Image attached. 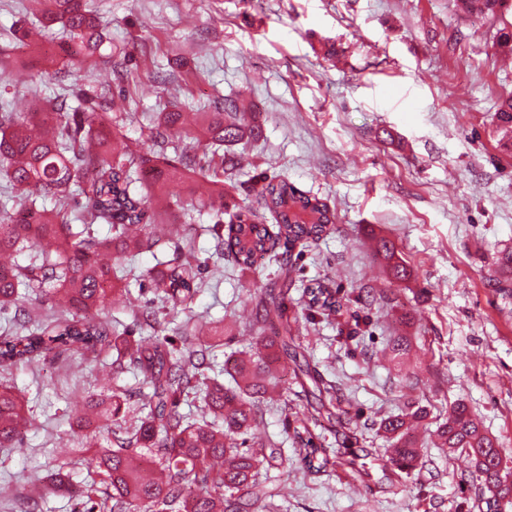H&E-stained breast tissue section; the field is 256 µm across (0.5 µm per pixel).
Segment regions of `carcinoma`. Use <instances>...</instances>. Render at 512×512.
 I'll return each mask as SVG.
<instances>
[{
	"instance_id": "obj_1",
	"label": "carcinoma",
	"mask_w": 512,
	"mask_h": 512,
	"mask_svg": "<svg viewBox=\"0 0 512 512\" xmlns=\"http://www.w3.org/2000/svg\"><path fill=\"white\" fill-rule=\"evenodd\" d=\"M506 0H462L468 14L494 16ZM36 24L41 31L58 29L60 50L69 63H92L112 56L101 49L108 33L89 0H39ZM82 107L66 100L43 101L29 112L0 114V176L12 193V205L0 208V308L12 305L27 289L55 302L49 315L27 317L15 329L0 334V364L37 365L38 358L61 350L85 355L108 353L121 346L123 357L112 362L107 380L134 370L145 389L138 391L139 419L125 420L122 393L112 389L91 399L92 418L76 417L72 436L84 448H94L92 475L84 485V512H265L269 491L257 481L258 470L276 459L266 453L269 440L261 431L259 399L279 385L276 367L297 363L295 324L286 306L273 294L258 299L260 315L253 323L260 333L255 350L246 358L230 355L222 372L230 386L206 374L207 353L225 345L224 328L195 314L193 303L202 291L205 263L194 251L176 267L149 269L145 276L161 307L180 308L185 320L176 335L148 338L135 334L150 325L149 318L133 314L132 325L118 331L100 313L115 299L120 261L133 260L167 244L180 253L174 224H155L148 215V194L162 190L169 180L187 179L192 151L200 145H183L179 164L160 158L146 142L131 150L112 139V87L74 90ZM498 129L512 133V96L495 113ZM202 127L207 144L241 143L246 129L240 105L224 100L219 112H160L152 139L186 137L192 124ZM207 196L193 191L199 207L220 218L224 191L211 180ZM266 208L274 213L277 232L258 222L257 215L240 211L236 222L216 223L207 231L217 238L216 250L241 268L252 267L269 255L280 239L292 244L321 239L335 223V214L316 197L285 179L270 182L261 191ZM54 201L47 208L43 200ZM107 225L106 235L98 226ZM53 240V250L42 248ZM379 253L387 259L394 277L409 275L407 261L395 244L381 239ZM308 307L316 312L336 311V298L322 284L306 289ZM390 358L402 363L409 351L407 339L398 336L387 345ZM200 394L204 403L195 418L180 414L181 401ZM336 387L330 385L315 400L294 407L291 430L294 452L306 472L320 473L337 466L352 477L361 476L366 455L336 457L325 448L322 430L352 432L353 421L336 408ZM423 418L418 408L389 416L381 424L390 448L385 466L411 471L422 460V448L409 421ZM32 424L24 402L9 386H0V447L18 448L22 431ZM112 433V441L98 445L89 430ZM441 447L466 454L491 493L487 512H501L512 504V473L503 466L502 446L490 438L482 423L463 403L448 410V420L436 430Z\"/></svg>"
}]
</instances>
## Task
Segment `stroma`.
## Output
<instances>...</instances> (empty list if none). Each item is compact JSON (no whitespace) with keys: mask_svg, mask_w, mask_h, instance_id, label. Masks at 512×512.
I'll list each match as a JSON object with an SVG mask.
<instances>
[{"mask_svg":"<svg viewBox=\"0 0 512 512\" xmlns=\"http://www.w3.org/2000/svg\"><path fill=\"white\" fill-rule=\"evenodd\" d=\"M30 0H0V51L30 70L65 61L35 56L19 34ZM108 23L105 51L127 68L73 69L65 82L10 80L0 86V113L69 96L74 86L111 84L127 99L112 128L140 146L158 112L175 107L210 112L224 99L248 108L257 139L238 146L240 171L224 181L225 221L264 205L265 181L287 179L326 202L336 215L320 240L277 244L292 266L285 303L300 317L305 286L319 282L339 301L335 315L301 320L303 353L312 371L336 387L337 404L356 422L332 442L368 453V474L342 469L304 473L287 437V400L299 386L280 376L281 397L261 402L267 437L286 455L259 481L275 489L273 512H486L489 497L471 461L448 454L432 436L439 418L465 403L486 433L512 456V312L494 291L511 277L495 260L512 251V149L501 146L495 112L512 95V54L500 46L512 6L500 16L464 14L458 0H94ZM209 212L182 210L179 226L208 259L206 288L195 308L223 324L233 346L256 335V300L275 282L259 261L250 269L216 254ZM395 242L410 275L394 278L376 253L379 238ZM143 254L109 317L127 324L151 297L134 273L171 260ZM397 336L412 347L405 369L378 360ZM97 358L66 353L38 368L0 369L33 416L18 448H0V512H78L65 492H51L60 473L81 486L90 453H60L74 418L95 392ZM427 409L416 436L426 450L409 472L384 475L381 421L407 405Z\"/></svg>","mask_w":512,"mask_h":512,"instance_id":"1","label":"stroma"}]
</instances>
